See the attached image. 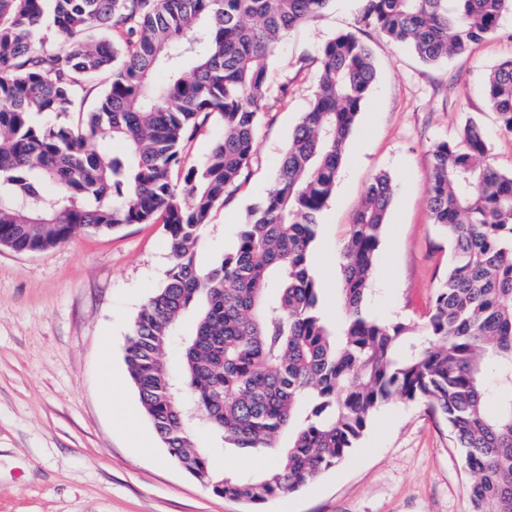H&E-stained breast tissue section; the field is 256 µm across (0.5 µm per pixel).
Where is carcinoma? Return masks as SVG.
I'll list each match as a JSON object with an SVG mask.
<instances>
[{"mask_svg":"<svg viewBox=\"0 0 512 512\" xmlns=\"http://www.w3.org/2000/svg\"><path fill=\"white\" fill-rule=\"evenodd\" d=\"M330 2L0 0V245L36 253L87 229L163 224L171 267L132 322L125 364L170 458L213 493L256 506L298 491L340 464L398 395L447 423L472 512H512V174L484 162L476 123L430 149L428 208L448 236V269L420 327L363 307L388 220L387 175L367 185L345 231L334 329L310 270L375 79L370 47L350 32L321 46L312 103L235 249L210 265L198 259L213 210L257 159L275 45ZM360 2L366 28L430 64L512 14V0ZM485 95L512 136V60ZM69 113L77 122L34 120ZM213 114L224 134L202 167H188L184 149ZM105 140L122 150L101 149ZM196 429L219 448L274 462L218 472Z\"/></svg>","mask_w":512,"mask_h":512,"instance_id":"cac0c4a2","label":"carcinoma"}]
</instances>
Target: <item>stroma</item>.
Returning <instances> with one entry per match:
<instances>
[{
	"mask_svg": "<svg viewBox=\"0 0 512 512\" xmlns=\"http://www.w3.org/2000/svg\"><path fill=\"white\" fill-rule=\"evenodd\" d=\"M343 32L369 44L375 80L313 247L322 310L340 317L342 239L367 185L385 174L391 205L365 309L419 326L448 267V238L427 206L431 147L472 121L488 160L512 173V137L484 94L491 72L512 60L510 16L495 35L435 65L366 29L358 0H332L283 35L257 159L214 210L200 259L235 247L311 104L320 47ZM170 265L159 224L87 230L45 252L0 247V512H470L467 474L446 422L398 397L373 415L344 461L296 493L254 511L205 490L168 456L124 360L130 326Z\"/></svg>",
	"mask_w": 512,
	"mask_h": 512,
	"instance_id": "stroma-1",
	"label": "stroma"
}]
</instances>
